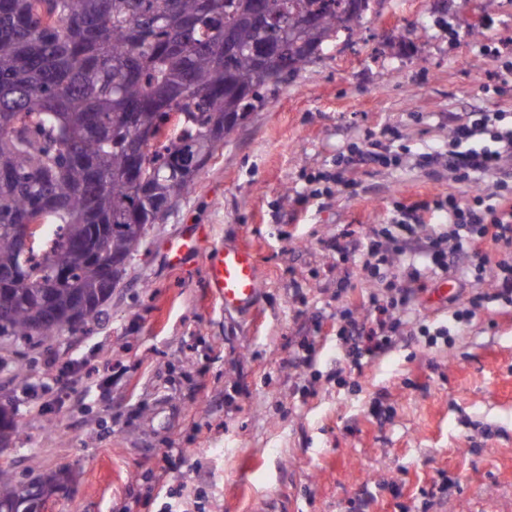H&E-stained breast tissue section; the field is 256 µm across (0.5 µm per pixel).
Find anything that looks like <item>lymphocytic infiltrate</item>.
<instances>
[{"label":"lymphocytic infiltrate","instance_id":"f902f5d3","mask_svg":"<svg viewBox=\"0 0 512 512\" xmlns=\"http://www.w3.org/2000/svg\"><path fill=\"white\" fill-rule=\"evenodd\" d=\"M503 119L497 109L467 112L451 129L446 152L422 156L424 165L444 167L461 181L496 173L492 192L476 194L464 205L452 197L400 202L392 225L382 227L379 236L365 240L345 233L331 241L337 253L360 252L362 272L385 281L389 290L385 296L369 295L371 324L358 322L350 306L339 310L338 333L346 345L343 361L350 369L361 370L363 358L378 357L394 347L396 333L416 304V283L424 271H447L458 248H468L472 254L475 287L457 302L451 320L457 324L468 320L485 298L477 284L488 262L482 251L487 242L500 255L493 297L512 307V126H505ZM438 216L442 228L431 237H418V225Z\"/></svg>","mask_w":512,"mask_h":512}]
</instances>
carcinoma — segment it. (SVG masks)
I'll use <instances>...</instances> for the list:
<instances>
[{"label": "carcinoma", "instance_id": "1", "mask_svg": "<svg viewBox=\"0 0 512 512\" xmlns=\"http://www.w3.org/2000/svg\"><path fill=\"white\" fill-rule=\"evenodd\" d=\"M371 0H0V344L34 345L98 316L217 145ZM278 18L261 23L258 16ZM36 225L22 252L14 225ZM0 406V441L18 434ZM60 466L19 480L0 512H41Z\"/></svg>", "mask_w": 512, "mask_h": 512}]
</instances>
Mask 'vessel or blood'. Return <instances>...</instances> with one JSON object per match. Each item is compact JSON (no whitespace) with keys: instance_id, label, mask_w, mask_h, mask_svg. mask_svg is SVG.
Here are the masks:
<instances>
[{"instance_id":"b4317fda","label":"vessel or blood","mask_w":512,"mask_h":512,"mask_svg":"<svg viewBox=\"0 0 512 512\" xmlns=\"http://www.w3.org/2000/svg\"><path fill=\"white\" fill-rule=\"evenodd\" d=\"M207 236L205 226H194L172 242L167 250L170 264H180L186 254L199 249ZM210 286L225 309L242 311L255 306L261 293V271L254 251L247 245L214 248L206 255Z\"/></svg>"}]
</instances>
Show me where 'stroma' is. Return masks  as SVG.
<instances>
[{"label":"stroma","mask_w":512,"mask_h":512,"mask_svg":"<svg viewBox=\"0 0 512 512\" xmlns=\"http://www.w3.org/2000/svg\"><path fill=\"white\" fill-rule=\"evenodd\" d=\"M509 68L512 0H377L149 226L90 331L13 353L27 378L0 372V403L20 423L0 461L20 479L72 468L49 512H512V313L490 297L494 264L483 306L449 338L428 345L408 323L390 352L340 373L337 312L351 301L369 320L379 284L357 252L329 247L390 223L396 198L476 195L481 182L418 158L444 149L462 113L512 114V94L493 92ZM372 142L387 163H344ZM320 172L358 187L314 195ZM197 224L214 244L252 247L255 309L225 311L203 254L168 266L166 244ZM470 264L464 249L447 273L425 272L419 319L449 325ZM307 337L319 350L309 369L296 359ZM444 480L448 495H431Z\"/></svg>","instance_id":"1"}]
</instances>
